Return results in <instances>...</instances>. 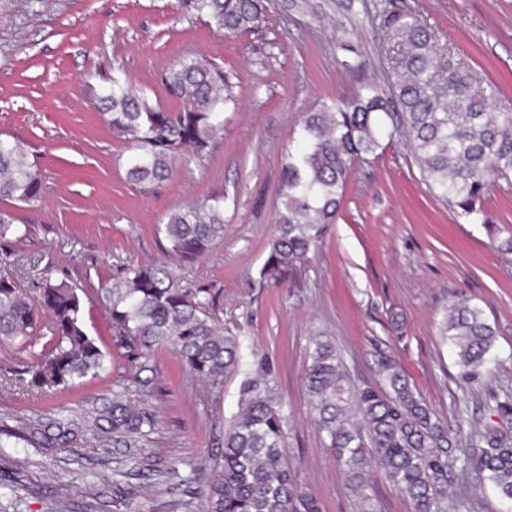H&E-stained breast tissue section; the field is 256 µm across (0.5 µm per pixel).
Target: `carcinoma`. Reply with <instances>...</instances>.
Here are the masks:
<instances>
[{
	"mask_svg": "<svg viewBox=\"0 0 512 512\" xmlns=\"http://www.w3.org/2000/svg\"><path fill=\"white\" fill-rule=\"evenodd\" d=\"M176 9L228 35L267 21L264 0H176ZM383 36L394 53L389 92L365 82L344 103L331 101L300 122L302 148L281 164L278 233L259 270L262 282L285 284L310 259L336 217L353 161L376 153L384 137L399 135L437 200L455 215L486 223L484 204L498 176L512 173V108L494 104V87L440 43L415 13L387 16ZM173 108L152 104L120 77L91 97L114 136L132 141L124 161L129 182L147 189L167 181L180 157L204 160L224 132L232 101L224 71L182 59L162 79ZM42 171L26 143L0 132V199L30 205L42 191ZM165 252L183 265L206 256L224 238V195L214 194L171 212L157 226ZM14 213L0 210V252L27 237ZM0 271V352L24 354L19 370L0 368V391L42 395L112 370L124 358L126 386L74 418L62 410L34 415L7 437L50 454L86 443L136 454L158 418L145 403L153 388L150 363L160 348L213 391L228 374L241 376L237 412L224 422L218 463L202 490L204 512H320L318 499L298 483L288 462V414L263 358L216 327L223 291L182 284L163 262L119 270L87 290L68 276L37 284L38 299L21 281L38 260L16 257ZM107 314L115 352L91 333L90 307ZM440 336L456 356L460 380L471 389L498 362L497 331L482 308L449 306ZM383 385L350 386L335 344L313 338L303 382L326 448L352 480L381 468L412 502L413 512H459L474 504L456 492L468 478L489 486L500 512H512V436L494 418L512 417V396L489 395V421L466 434L449 428L414 389L398 360L379 352Z\"/></svg>",
	"mask_w": 512,
	"mask_h": 512,
	"instance_id": "obj_1",
	"label": "carcinoma"
}]
</instances>
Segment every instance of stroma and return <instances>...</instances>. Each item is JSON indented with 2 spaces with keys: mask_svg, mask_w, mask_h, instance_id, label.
I'll return each instance as SVG.
<instances>
[{
  "mask_svg": "<svg viewBox=\"0 0 512 512\" xmlns=\"http://www.w3.org/2000/svg\"><path fill=\"white\" fill-rule=\"evenodd\" d=\"M268 21L229 36L185 16L175 0H0V131L26 141L43 173L41 197L0 200L31 228L16 254L38 257L43 277L98 287L116 266L165 257L154 226L189 203L224 196V238L183 282L224 291V325L252 345L276 379L289 419V461L322 512H412L380 468L361 483L340 471L314 422L303 383L310 340L325 336L352 384L377 385L376 351L393 353L411 385L449 426L488 419L489 394L512 392V254L492 245L487 224L512 231V174L492 184L487 223L436 200L400 136L352 163L342 206L321 249L291 286L260 282L276 234L282 160L304 113L351 98L366 81L384 84L391 54L381 35L386 11L415 12L458 57L512 98V0H268ZM223 69L236 97L224 133L203 162L180 161L145 190L126 179L129 141L114 137L88 91L127 77L151 103L175 101L160 77L179 60ZM483 308L497 328L500 358L475 393L458 386L454 356L439 337L449 305ZM150 398L161 424L142 464L125 449L66 448L48 456L26 444L0 447V483L25 485L20 504L0 512H203V484L218 456L213 441L237 410L240 378L215 393L158 350ZM114 375L51 396L0 395V426L38 411L80 414L115 390Z\"/></svg>",
  "mask_w": 512,
  "mask_h": 512,
  "instance_id": "stroma-1",
  "label": "stroma"
}]
</instances>
